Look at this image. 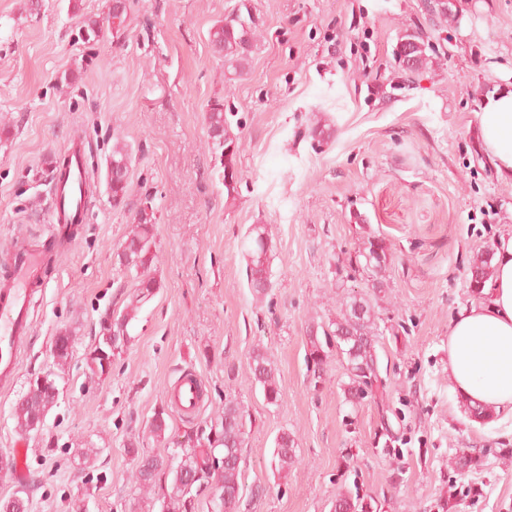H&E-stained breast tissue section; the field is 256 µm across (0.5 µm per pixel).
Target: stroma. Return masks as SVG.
Listing matches in <instances>:
<instances>
[{
  "label": "stroma",
  "instance_id": "obj_1",
  "mask_svg": "<svg viewBox=\"0 0 512 512\" xmlns=\"http://www.w3.org/2000/svg\"><path fill=\"white\" fill-rule=\"evenodd\" d=\"M239 0H127L126 31L85 40L86 18L108 0H0V260L17 236H47L49 170L82 135L95 173L93 207L75 238L38 274L33 328L19 345V378L0 386V497L20 481L31 512H150L130 480L125 446L155 412L181 436L214 418L225 397L247 411L239 512H333L339 489L380 512H512V419H471L448 382V328L475 302L478 253L512 235V183L498 178L479 114L512 85V0H453L459 21L436 26L426 0H249L261 30L244 76L227 77L209 31ZM407 32L427 36L425 70L407 75L393 52ZM223 99L238 137V184L227 196L208 148L205 113ZM323 126L326 138L311 131ZM132 149L130 203L114 208L107 161ZM156 209L161 283L139 311L107 378L85 353L100 318L133 291L117 252L141 200ZM266 225L272 286H250L242 237ZM391 245L388 286L374 300L382 384L349 402L346 361L324 372L308 355L312 324L339 300L370 293L354 261L364 230ZM75 338L43 425L12 417L30 378L52 368V341ZM261 349L278 370V404L250 369ZM207 393L186 415L169 401L183 373ZM292 433L297 463L277 472L275 439ZM28 450L17 477L5 462ZM98 449L78 470V453ZM480 468L458 471L461 454Z\"/></svg>",
  "mask_w": 512,
  "mask_h": 512
}]
</instances>
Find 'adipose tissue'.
<instances>
[{"instance_id": "ef3b65f1", "label": "adipose tissue", "mask_w": 512, "mask_h": 512, "mask_svg": "<svg viewBox=\"0 0 512 512\" xmlns=\"http://www.w3.org/2000/svg\"><path fill=\"white\" fill-rule=\"evenodd\" d=\"M481 134L500 179L512 182V89L487 101ZM494 274L478 302L448 332V380L455 396L512 417V237L502 241Z\"/></svg>"}]
</instances>
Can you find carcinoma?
Listing matches in <instances>:
<instances>
[{
  "label": "carcinoma",
  "instance_id": "obj_1",
  "mask_svg": "<svg viewBox=\"0 0 512 512\" xmlns=\"http://www.w3.org/2000/svg\"><path fill=\"white\" fill-rule=\"evenodd\" d=\"M430 12L438 19L452 22L456 13L451 0H431ZM261 37L252 14H236L231 19L214 25L210 42L223 55L224 64L240 76L247 68L250 53ZM411 48L416 56L411 72L426 68L429 43L419 32L402 35L394 49ZM209 148L215 154L222 169L237 165L239 142L232 136L224 112V100L218 98L209 105L205 117ZM132 154L126 144L116 142L107 163V189L112 206L128 205L133 192L129 178ZM155 215L152 201L142 202L136 214V224L122 245L123 260L120 268L130 274L134 291L130 303L121 311L104 314L101 327L93 345L86 355V365L92 375L106 378L110 375L112 362L130 342L129 325L136 318L144 303L152 299L160 282L150 271L157 258ZM246 256V271L251 287L258 295L272 287L271 258L273 243L263 224H252L243 241ZM390 247L385 238L367 232L358 248L356 259L370 271L371 288L380 293L387 287L386 272ZM492 257L483 251L473 261L472 268L480 273V279L488 281L494 273ZM377 325L374 305L369 297H352L340 302L336 319L312 326L309 330V358L315 366L327 363L333 352H340L347 361L350 383L347 393L356 398L373 388L378 381V354L375 347ZM58 350L53 354L54 366L63 370L72 358L74 337L61 331L54 337ZM250 369L254 381L262 389L267 403L281 400V387L275 368L266 354L255 349L251 354ZM57 373H47L48 386L33 393L20 396L13 408L16 428L22 432L35 430L43 424L47 413L58 401L60 390ZM246 410L234 398H224V412L210 421H203L183 435L178 442L180 459L172 463L169 457L149 453L138 441L127 444V453L136 462L133 475L138 489L154 496L160 503L159 512H225L224 499L238 503L242 484L240 482L242 445L246 435ZM275 466L279 470L291 468L297 461L296 442L292 434L283 432L275 439ZM170 477V483L162 484V476ZM30 503L25 488H20L8 497L0 498V512H17L18 502ZM373 498L352 495L349 491L336 493L334 512H374Z\"/></svg>",
  "mask_w": 512,
  "mask_h": 512
}]
</instances>
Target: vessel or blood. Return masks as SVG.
Instances as JSON below:
<instances>
[{
	"mask_svg": "<svg viewBox=\"0 0 512 512\" xmlns=\"http://www.w3.org/2000/svg\"><path fill=\"white\" fill-rule=\"evenodd\" d=\"M65 162L63 174L53 176L48 201L51 219L49 234L63 236L67 225L82 224L87 220V183L90 177L85 151L72 145L61 154ZM43 262L39 252L18 245L9 258V271L0 281V374L17 377L16 342L30 332L31 296L37 286L35 277ZM197 374L181 377L174 386V396L179 409L195 413L201 405Z\"/></svg>",
	"mask_w": 512,
	"mask_h": 512,
	"instance_id": "obj_1",
	"label": "vessel or blood"
}]
</instances>
